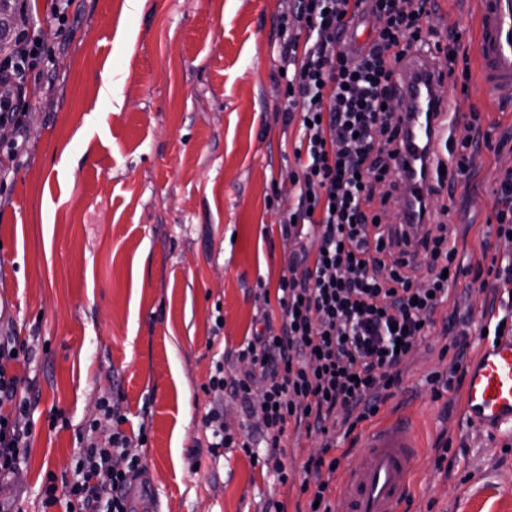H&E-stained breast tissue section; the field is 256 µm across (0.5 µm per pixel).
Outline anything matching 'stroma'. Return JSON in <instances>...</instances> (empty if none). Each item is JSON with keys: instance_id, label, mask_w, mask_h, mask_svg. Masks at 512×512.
Returning a JSON list of instances; mask_svg holds the SVG:
<instances>
[{"instance_id": "stroma-1", "label": "stroma", "mask_w": 512, "mask_h": 512, "mask_svg": "<svg viewBox=\"0 0 512 512\" xmlns=\"http://www.w3.org/2000/svg\"><path fill=\"white\" fill-rule=\"evenodd\" d=\"M71 15L53 67L28 84L26 151L0 183V329L28 340L35 359L16 371L38 394L27 461L0 482V503L64 512L43 510L42 485L90 423L111 430L99 402L113 394L124 431L146 430L134 512H296L313 439L290 434L283 484L243 449L210 454L202 424L216 353L233 375L261 313L280 324L291 245L279 223L299 136L281 117L288 0H74ZM455 106L480 113L491 142L447 201L457 259L472 265L512 169V103L473 78ZM447 308L470 320L472 362L512 298L462 277ZM448 345L427 336L401 389L355 432L412 418L422 448L403 512H512V433L467 428L463 385L438 395L429 382L447 371Z\"/></svg>"}]
</instances>
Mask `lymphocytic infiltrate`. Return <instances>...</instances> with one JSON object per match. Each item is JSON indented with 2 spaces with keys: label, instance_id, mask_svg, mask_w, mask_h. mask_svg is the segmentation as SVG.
Instances as JSON below:
<instances>
[{
  "label": "lymphocytic infiltrate",
  "instance_id": "f902f5d3",
  "mask_svg": "<svg viewBox=\"0 0 512 512\" xmlns=\"http://www.w3.org/2000/svg\"><path fill=\"white\" fill-rule=\"evenodd\" d=\"M291 14L305 35L289 34L278 46L285 71L284 124L298 123L296 166L290 175L294 205L280 224L292 242L290 261L277 288L280 326L261 317L260 329L237 353L243 368L224 374L216 361L207 390L215 397L202 422L210 453L240 445L261 447L262 463L280 482L289 478L284 442L289 430L320 438L318 451L302 465L300 491L317 501L316 512H332L328 495L335 468L336 440L328 422L341 417L347 431L374 417L401 387V366L435 327L447 304L449 285L465 270L457 264L452 230L427 223L419 242L400 224L379 222L393 198L402 196L395 158L402 144L397 87L408 53H444L447 72L438 82L469 78L458 68L462 34L449 28L437 41L430 17L432 0H290ZM7 17L0 30V181L9 161L22 153L27 126L26 88L53 60L44 32L28 15L26 0H0ZM368 24L370 37L355 45L353 34ZM463 139H450L455 166L437 176L430 197L443 196L447 182L468 173L479 146V113L466 122ZM454 350L447 375L433 383L452 388L465 373L468 335L456 315L443 321ZM29 359L25 340L0 336V480L16 473L26 458L30 417L36 397L31 385L8 373L12 356ZM261 392H254L255 381ZM246 416H259L257 433L235 439L224 430V398ZM114 427L105 438L80 439L74 466L61 481L47 479L42 504L65 502L72 512H132L127 490L142 474L141 455L121 426L120 403L103 399ZM64 499H57V485Z\"/></svg>",
  "mask_w": 512,
  "mask_h": 512
}]
</instances>
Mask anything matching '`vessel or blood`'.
<instances>
[{
  "label": "vessel or blood",
  "instance_id": "vessel-or-blood-1",
  "mask_svg": "<svg viewBox=\"0 0 512 512\" xmlns=\"http://www.w3.org/2000/svg\"><path fill=\"white\" fill-rule=\"evenodd\" d=\"M476 52L487 96L512 99V0H475ZM428 54L413 52L404 63L400 98L404 147L397 165L406 194L426 199L434 176L433 153L447 123L460 118L452 93L439 92ZM462 421L498 432L512 430V336L487 345L468 366ZM410 419L400 418L368 432L356 464L348 466L337 512H398L409 491L420 453Z\"/></svg>",
  "mask_w": 512,
  "mask_h": 512
}]
</instances>
